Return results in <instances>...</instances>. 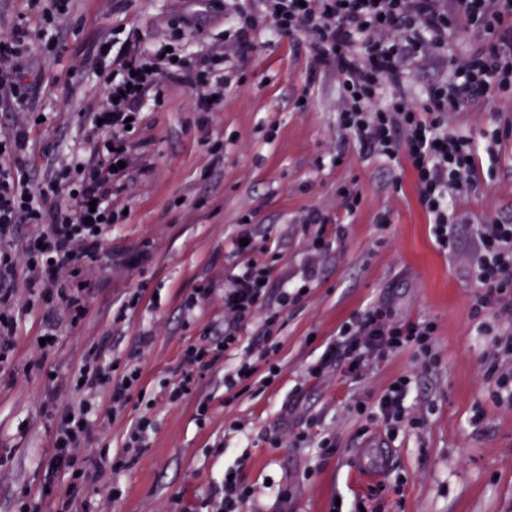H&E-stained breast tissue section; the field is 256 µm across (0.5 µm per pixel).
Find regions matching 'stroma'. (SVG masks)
<instances>
[{"instance_id":"35a3bbf8","label":"stroma","mask_w":512,"mask_h":512,"mask_svg":"<svg viewBox=\"0 0 512 512\" xmlns=\"http://www.w3.org/2000/svg\"><path fill=\"white\" fill-rule=\"evenodd\" d=\"M184 3L70 0L57 49L33 57L31 104L47 120L27 128L32 179L47 178L60 159L85 149L81 114L103 92L92 70L100 44L117 33L154 47ZM244 16L257 19L254 49L207 117L197 112L194 87L169 81L142 109L128 137L139 167L123 177L114 199L120 216L106 231L112 259L85 274L88 314L77 326L60 327L43 370L29 363L46 311L18 315L14 351L0 364V512H19L21 491L39 496L52 417L74 398L69 374L104 338L114 362L142 371L139 397L101 433L110 456L122 455L126 431L145 408L157 424L132 467L114 473L99 468L95 456L77 461L89 497L118 486L107 512H210L211 484L229 469L252 491L241 512H331L339 499L362 503L366 512H512V406L493 398L491 368L500 356L470 314L476 227L495 218L512 223V138L500 144L492 175L461 192L449 214L459 226L458 248L445 253L430 234L413 171L365 155L340 126L336 75L316 65L302 35L279 32L254 0H227L225 16L203 13L184 29L186 54L223 42L225 29ZM475 46L458 31L447 52L418 57L407 96L423 100L452 58L472 55ZM504 121H512V93L463 106L453 124L478 138ZM344 188L360 195L354 212L341 204ZM315 211L328 226V246L318 256L307 225ZM243 224L268 237L277 254L274 286L299 282L307 262L318 271L284 313L274 334L277 354L251 358L261 370L276 362L279 375L260 392L227 391L224 375L239 361L233 354L170 402L185 346L224 330V281L239 261L232 240ZM202 288L208 298L186 309ZM137 290L138 306L122 310ZM380 301L396 319L435 323L431 355L408 348L361 379L338 366L310 376L338 327ZM144 335L149 345L141 344ZM402 376L411 379L409 402L421 421L391 436V469L382 486L369 485L355 474L354 455L385 427L353 405L372 401ZM203 404L209 411L201 420ZM300 432L305 441H296ZM324 438L332 440V453L320 449Z\"/></svg>"}]
</instances>
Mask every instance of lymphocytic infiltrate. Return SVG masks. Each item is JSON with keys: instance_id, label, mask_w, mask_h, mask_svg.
I'll list each match as a JSON object with an SVG mask.
<instances>
[{"instance_id": "obj_1", "label": "lymphocytic infiltrate", "mask_w": 512, "mask_h": 512, "mask_svg": "<svg viewBox=\"0 0 512 512\" xmlns=\"http://www.w3.org/2000/svg\"><path fill=\"white\" fill-rule=\"evenodd\" d=\"M264 15L284 32L300 33L318 65L335 70L342 88L343 125L360 147L389 162L409 160L416 175L418 198L430 216L437 245L455 249L458 227L448 211L461 189L483 177V160H496L499 138L479 144L473 137L450 130L451 114L473 98L485 97L491 86L512 87V0H261ZM69 12V0H55L45 12L38 34L16 25L0 36V92L16 109L27 106L25 69L35 41H53L59 20ZM470 27L486 43L468 60L434 84L422 105L397 100L380 105L378 91L387 85L402 89L407 68L425 46L444 47L457 25ZM252 18H244L231 42L209 50L199 62L172 60L165 49H144L125 40L119 53L100 50L98 63L117 56L107 71L101 103L87 112L93 137L101 143L98 162L71 156L54 176L31 182L23 163L27 148L25 123H17L0 141V362L14 350L20 308H53L44 330L56 337L62 322L78 324L87 314L83 272L98 266L107 255L103 230L113 220L112 182L118 162L132 163L126 129L129 117L146 102L147 91L174 70L189 72L199 91L198 109L208 112L223 96L225 70L252 49ZM34 224L37 237L21 241V228ZM233 248L240 261L224 286V334L188 346L181 357V377L169 392L170 400L189 394L199 378L223 356L238 350L240 325L254 316L262 322L251 349L262 357L275 354L271 338L281 326L283 309L302 295V284L281 286L278 308L268 305L275 258L267 242L249 230ZM471 275L479 291L472 316L486 314L512 324V224L497 220L478 225ZM24 290H17V280ZM436 326L430 321L395 319L388 305L378 303L344 322L321 358L311 367L318 376L343 360L345 375L362 377L387 355L419 347L430 353ZM141 378L140 367L116 369L105 358L104 344L91 346L72 373L79 396L55 425L52 454L43 487L57 500L60 512H88L91 503L83 487L65 476L100 434L99 395L109 397V413L124 408L131 386ZM409 378L394 381L376 399V416L388 432L403 424L418 425L406 403Z\"/></svg>"}]
</instances>
